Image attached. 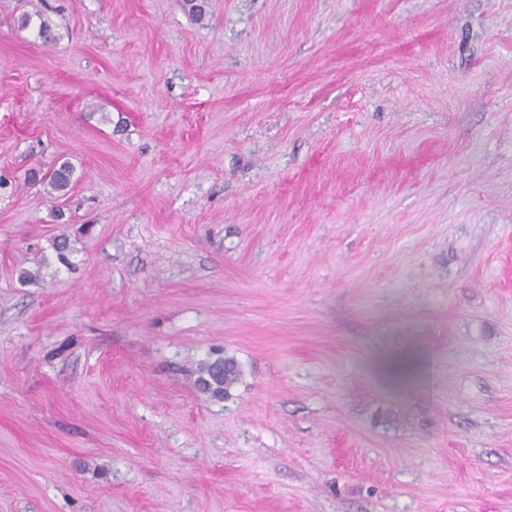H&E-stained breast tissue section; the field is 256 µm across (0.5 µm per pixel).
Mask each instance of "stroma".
<instances>
[{
    "label": "stroma",
    "mask_w": 512,
    "mask_h": 512,
    "mask_svg": "<svg viewBox=\"0 0 512 512\" xmlns=\"http://www.w3.org/2000/svg\"><path fill=\"white\" fill-rule=\"evenodd\" d=\"M50 2L0 0V512H512V0ZM24 2L30 9L20 15L21 27H29L32 23L37 24L38 36L43 43L50 44L55 41L53 27L47 17V11L50 10L47 0H25ZM73 177V168L67 163H63L59 168L45 173L38 182L44 186V194L47 197H53L56 193L66 192L69 189ZM215 361H205L200 364L198 369V381L200 380L205 388L211 390L212 393L215 394L214 397H228L230 395V389L236 384L240 376L239 366L233 358H224V360L222 359L221 361L227 363L228 367L224 370L222 375L215 376Z\"/></svg>",
    "instance_id": "1"
}]
</instances>
